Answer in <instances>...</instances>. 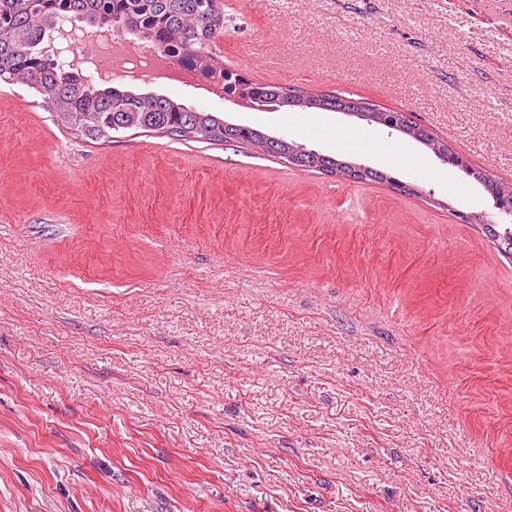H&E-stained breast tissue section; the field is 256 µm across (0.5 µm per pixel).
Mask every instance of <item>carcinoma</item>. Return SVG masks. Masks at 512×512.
<instances>
[{
  "instance_id": "1",
  "label": "carcinoma",
  "mask_w": 512,
  "mask_h": 512,
  "mask_svg": "<svg viewBox=\"0 0 512 512\" xmlns=\"http://www.w3.org/2000/svg\"><path fill=\"white\" fill-rule=\"evenodd\" d=\"M72 17L84 18L97 28L127 27L146 34L152 46L175 56L194 59L206 72L204 50L214 33L224 32L223 0H0V81H18L33 88L46 107L83 135L105 142L128 130L165 133L179 140H205L251 146L289 163L317 169L352 181H391L387 173L306 150L284 138L270 137L259 129L224 122L212 112L197 111L165 97L135 91L122 81L96 84L73 69L58 67L53 55L43 51L45 36L56 23ZM250 96L275 100L293 97L303 109L349 108L360 105L385 128L421 143L437 142L423 126L402 112L393 121L383 119L376 105L336 94L309 95L299 87L254 83ZM468 177L491 196L495 207L512 218V185H504L486 170L469 166ZM485 235L499 250L512 254V226L499 229L484 224Z\"/></svg>"
}]
</instances>
